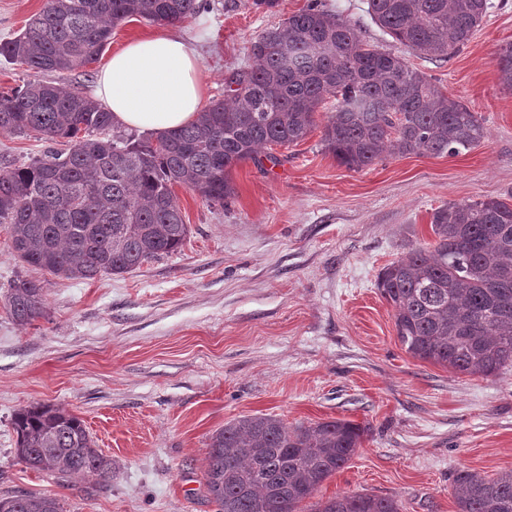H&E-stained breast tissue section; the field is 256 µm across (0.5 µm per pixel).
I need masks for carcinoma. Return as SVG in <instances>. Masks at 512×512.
<instances>
[{
  "mask_svg": "<svg viewBox=\"0 0 512 512\" xmlns=\"http://www.w3.org/2000/svg\"><path fill=\"white\" fill-rule=\"evenodd\" d=\"M200 0H46L25 29L0 43V56L36 73L95 62L118 24L133 18L175 24ZM488 0H367L384 34L428 59H446L480 26ZM253 69L225 79L230 102L215 100L198 119L156 136L126 132L112 113L79 91L33 79L0 95V130L67 140L27 164L0 167V224L24 265L65 279L122 275L181 250L189 233L172 191L181 184L209 203L235 195L239 163L278 157L271 145L303 141L326 114L324 150L352 171L386 155L458 156L487 140L483 120L443 94L400 56L363 42L320 0L251 42ZM499 80L512 90V44L498 53ZM435 243L383 267L376 288L392 306L396 335L411 356L466 376L512 365V202L486 199L434 210ZM44 285L18 276L5 294L16 322L45 313ZM15 454L28 468L93 487L112 480L84 422L50 405L13 417ZM365 429L335 419L286 426L271 415L224 424L210 437L204 469L216 512H297L344 468ZM457 512H512V470L495 477L456 472ZM0 512H63L58 499L0 497ZM315 512H400L391 498L339 494Z\"/></svg>",
  "mask_w": 512,
  "mask_h": 512,
  "instance_id": "obj_1",
  "label": "carcinoma"
}]
</instances>
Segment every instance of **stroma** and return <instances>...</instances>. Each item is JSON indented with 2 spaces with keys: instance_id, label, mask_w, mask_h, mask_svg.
<instances>
[{
  "instance_id": "obj_1",
  "label": "stroma",
  "mask_w": 512,
  "mask_h": 512,
  "mask_svg": "<svg viewBox=\"0 0 512 512\" xmlns=\"http://www.w3.org/2000/svg\"><path fill=\"white\" fill-rule=\"evenodd\" d=\"M252 2L203 0L173 26L200 56L207 100L251 65L258 34L309 0L269 11ZM491 2L470 41L435 61L392 42L366 0H325L368 44L481 116L488 139L468 153L390 155L355 172L313 129L298 145L271 146L278 164L235 166L228 204L174 186L189 226L181 251L91 281L23 268L0 224V296L23 274L43 282L46 306L23 326L0 304V496L52 495L64 512H216L203 484L209 439L254 414L365 430L300 512L339 493L388 497L402 512H457L458 470L512 468V367L464 376L412 357L375 287L384 266L434 244L435 209L512 196V91L497 68L512 43V0ZM47 147L35 132H0V166ZM36 404L84 421L112 460L108 488L18 461L12 419Z\"/></svg>"
}]
</instances>
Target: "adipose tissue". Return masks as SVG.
Returning a JSON list of instances; mask_svg holds the SVG:
<instances>
[{"instance_id":"ef3b65f1","label":"adipose tissue","mask_w":512,"mask_h":512,"mask_svg":"<svg viewBox=\"0 0 512 512\" xmlns=\"http://www.w3.org/2000/svg\"><path fill=\"white\" fill-rule=\"evenodd\" d=\"M205 95L195 49L168 29L127 42L98 73L96 96L115 124L163 132L192 122Z\"/></svg>"}]
</instances>
